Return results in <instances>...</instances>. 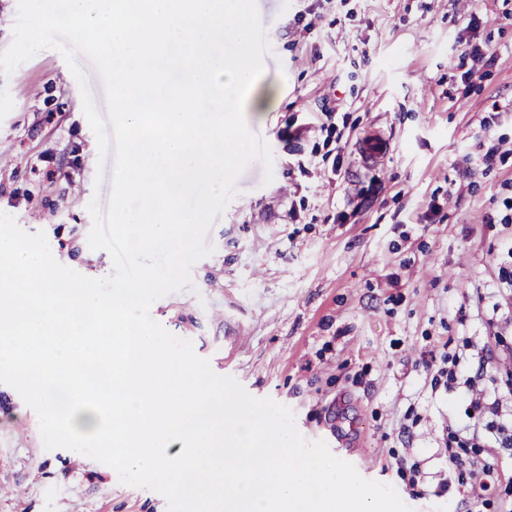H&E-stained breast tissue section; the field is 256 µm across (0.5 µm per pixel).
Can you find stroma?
Wrapping results in <instances>:
<instances>
[{"label":"stroma","instance_id":"stroma-1","mask_svg":"<svg viewBox=\"0 0 512 512\" xmlns=\"http://www.w3.org/2000/svg\"><path fill=\"white\" fill-rule=\"evenodd\" d=\"M256 7L274 47L262 77L280 103L248 127L272 167L239 175L208 233L213 253L152 317L217 346L232 327L241 342L225 375L288 407L306 440L395 487L412 512H512V449H497L482 496L449 481L447 436L469 425L472 395L435 385L426 367L489 347L477 386L512 407V285L501 278L512 265V0ZM373 135L389 145L379 160L359 151ZM97 163L59 52L0 75V212L45 232L62 265L104 278L112 258L87 242V204L111 191ZM0 512H167V502L76 451L45 450L35 411L0 384Z\"/></svg>","mask_w":512,"mask_h":512}]
</instances>
